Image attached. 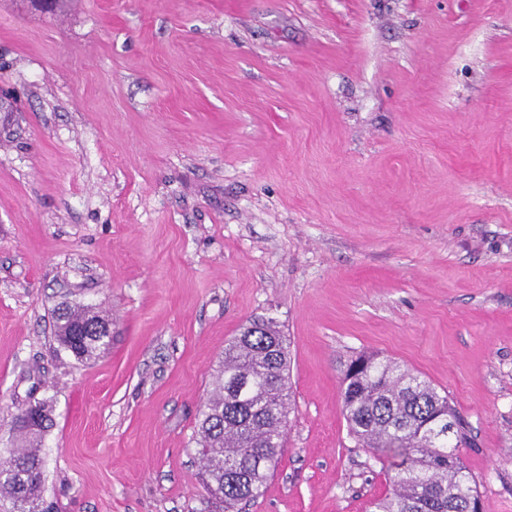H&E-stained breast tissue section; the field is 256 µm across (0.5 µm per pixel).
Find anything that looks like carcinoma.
<instances>
[{"label": "carcinoma", "mask_w": 512, "mask_h": 512, "mask_svg": "<svg viewBox=\"0 0 512 512\" xmlns=\"http://www.w3.org/2000/svg\"><path fill=\"white\" fill-rule=\"evenodd\" d=\"M109 320L63 304L54 335L87 361L110 345ZM349 435L395 470L372 512H481L473 477L459 454L467 424L431 382L387 358L358 355L341 382ZM288 340L273 319L249 321L224 345V360L199 411L193 439L211 512H238L278 467L292 410ZM52 425L46 403L29 401L14 418L0 460L4 512H48L42 497V439Z\"/></svg>", "instance_id": "obj_1"}]
</instances>
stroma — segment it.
<instances>
[{
    "instance_id": "35a3bbf8",
    "label": "stroma",
    "mask_w": 512,
    "mask_h": 512,
    "mask_svg": "<svg viewBox=\"0 0 512 512\" xmlns=\"http://www.w3.org/2000/svg\"><path fill=\"white\" fill-rule=\"evenodd\" d=\"M112 340L60 351L61 302ZM272 317L295 401L245 512H369L342 415L393 359L470 425L512 512V0H0V449L48 402L54 512H208L192 436Z\"/></svg>"
}]
</instances>
